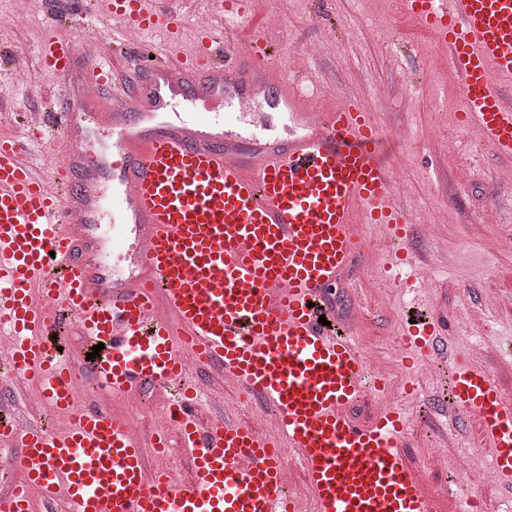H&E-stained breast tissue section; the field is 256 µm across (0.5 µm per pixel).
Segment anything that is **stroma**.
<instances>
[{
	"label": "stroma",
	"instance_id": "35a3bbf8",
	"mask_svg": "<svg viewBox=\"0 0 512 512\" xmlns=\"http://www.w3.org/2000/svg\"><path fill=\"white\" fill-rule=\"evenodd\" d=\"M30 2L28 18L19 22L13 0H0V53L24 51L33 65L42 34L54 26L43 0ZM269 11L281 25L243 21L244 28L262 30L280 53L268 92L288 83L302 87L319 110L354 99L376 113L388 135L387 163L403 183L402 199L416 226L413 245L427 259L418 272L389 280L381 229L360 225L364 245L339 278L336 310L355 314L359 350L386 388L360 397L350 413L367 422L385 407L409 410L405 460L423 491L443 493L442 512H457L460 499L469 496L482 499L485 512H512V488L495 477L477 418L464 416L448 429L435 410L448 398L449 369L431 359L406 370L397 334L405 309L427 310L441 322L455 356L488 368L512 398V251L498 247L499 234L512 228V157L486 152L478 130L460 126L462 95L448 65L433 64L438 42L404 18L396 0H270ZM84 26L108 38L121 33L100 0H90ZM124 36L147 48L159 42ZM48 99L62 105L67 96L52 85L17 82L10 67L0 65V139L22 135L23 114ZM462 310L471 323L459 320ZM190 378L203 390L202 419L221 411L255 426L272 425L265 406L248 402L219 369H198ZM460 472L471 475V484H453Z\"/></svg>",
	"mask_w": 512,
	"mask_h": 512
}]
</instances>
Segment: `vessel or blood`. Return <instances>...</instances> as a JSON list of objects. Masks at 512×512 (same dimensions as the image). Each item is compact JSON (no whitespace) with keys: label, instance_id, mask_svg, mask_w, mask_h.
Masks as SVG:
<instances>
[{"label":"vessel or blood","instance_id":"1","mask_svg":"<svg viewBox=\"0 0 512 512\" xmlns=\"http://www.w3.org/2000/svg\"><path fill=\"white\" fill-rule=\"evenodd\" d=\"M174 0H106L125 27L178 34ZM400 12L437 38L462 91V116L486 146L512 155V0H398ZM117 40L54 34L38 47L41 75L75 85L66 111L48 112L22 136L0 140V334L12 336L11 380H24L69 419L57 430L0 418L13 448L10 493L0 512H437L401 448L410 428L387 409L360 422L350 404L374 389L352 333L335 329L332 288L360 244L355 214L395 244L394 267L411 264L414 226L385 162L386 139L354 104L315 112L291 87L269 105L281 133H239L243 99L267 76L261 35L229 45L204 29L194 53L155 52L115 84ZM59 150L34 169L29 144ZM80 172L84 188L66 180ZM98 356L80 363L48 341L64 319ZM404 368L450 359L433 317L400 327ZM269 405L276 435L226 416L202 420L190 364ZM135 398L145 384L181 383L166 420L192 474L148 471L166 433L82 408L76 383ZM455 425L474 414L498 480L512 488V398L491 371L451 370ZM295 454L306 492L288 489Z\"/></svg>","mask_w":512,"mask_h":512}]
</instances>
